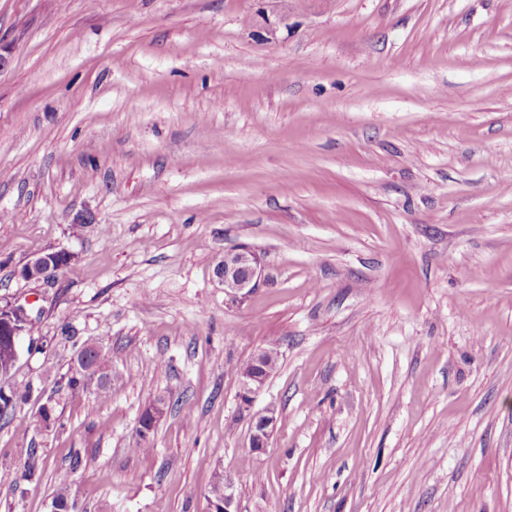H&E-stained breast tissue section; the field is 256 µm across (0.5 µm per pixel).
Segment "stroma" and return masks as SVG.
I'll use <instances>...</instances> for the list:
<instances>
[{
  "label": "stroma",
  "mask_w": 512,
  "mask_h": 512,
  "mask_svg": "<svg viewBox=\"0 0 512 512\" xmlns=\"http://www.w3.org/2000/svg\"><path fill=\"white\" fill-rule=\"evenodd\" d=\"M0 40V296L41 389L0 418V512L66 470L81 512H206L218 471L240 512H512V0H0ZM88 343L109 400L67 387ZM224 291L237 296L252 292L261 277L258 256L248 247H240L224 253L216 269ZM59 252H41L34 256L27 265L22 267L19 275L25 280H43L51 281L57 273L53 267V258ZM267 379L251 374L240 378V406L243 411H250L255 398L263 390ZM251 420L250 448L260 452L268 446L269 440L276 430L278 418L275 410L268 408L263 413L252 416Z\"/></svg>",
  "instance_id": "1"
}]
</instances>
